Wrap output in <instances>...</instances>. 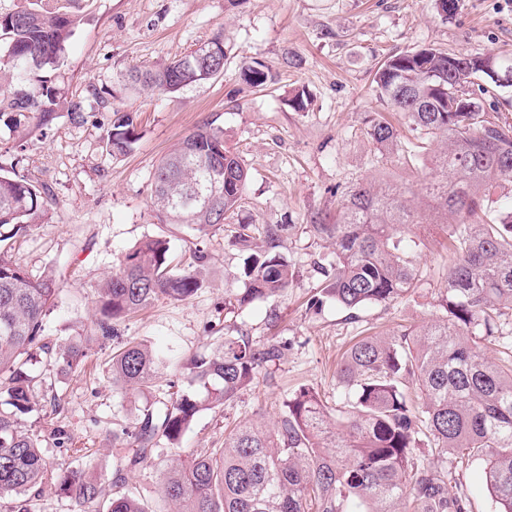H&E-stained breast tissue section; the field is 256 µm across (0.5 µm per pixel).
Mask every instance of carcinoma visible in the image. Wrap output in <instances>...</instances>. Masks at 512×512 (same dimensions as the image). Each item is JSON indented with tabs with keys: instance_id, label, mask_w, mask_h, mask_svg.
I'll list each match as a JSON object with an SVG mask.
<instances>
[{
	"instance_id": "cac0c4a2",
	"label": "carcinoma",
	"mask_w": 512,
	"mask_h": 512,
	"mask_svg": "<svg viewBox=\"0 0 512 512\" xmlns=\"http://www.w3.org/2000/svg\"><path fill=\"white\" fill-rule=\"evenodd\" d=\"M77 18L50 0H23L0 14V82L12 86L0 98V122L39 123L59 108L83 118L82 102L59 83L60 68L75 36ZM470 55L421 48L388 57L376 70L378 96L401 114L422 141L440 142L432 172L422 187L394 191L371 182L348 188L336 217L317 214L310 231L332 248L323 282L311 305L333 302L346 310L389 303L416 287L419 268L399 252L401 233L423 223L416 196L444 216L455 256L440 289L442 316L420 330L364 337L342 358L338 375L346 394L341 429L318 393L301 387L285 403L280 425L240 420L224 427V444L188 456L180 443L196 415L234 401L262 370L284 358L287 344L260 341L224 325V338L187 363L193 390L145 404L131 429L112 431L107 452L120 471L132 473L165 442L170 463L161 489L169 512H469L448 496L447 476L421 466L412 449L420 436L439 457L460 450L485 463L483 479L497 512H512V358H485L478 342L498 344L506 335L501 317L512 311V208L494 216L488 197L512 179V125L488 117L471 91L477 70ZM224 68V54L201 63L187 53L157 70L137 71L132 85L165 93L207 81ZM243 77L262 87L273 80L262 66L247 65ZM105 136L113 157L136 143L133 118L114 111ZM376 151H397V130L381 115L366 121ZM224 148L221 168L213 164ZM249 171L224 144V129L210 125L189 135L154 173V203L167 217L204 233L219 216L180 204L198 188L221 189L218 206L236 208ZM51 216L46 192L0 173V499L10 512H31L42 486L53 483L74 512H152L139 497L121 490L101 500L97 478L85 470L52 469L38 435L23 428L39 411L33 370L42 361L76 370L94 337L113 335L115 325L160 298L186 300L202 287L190 271L167 260L168 242L146 238L126 252L94 288L93 332L51 344L43 321L60 286L50 274L34 278L8 257L1 243L26 234ZM284 224L244 225L238 243L251 251L242 277L245 288L224 302L230 310L256 299L276 298L293 283L287 258L277 252ZM165 360L146 344L129 339L112 353V384L131 394L155 387Z\"/></svg>"
}]
</instances>
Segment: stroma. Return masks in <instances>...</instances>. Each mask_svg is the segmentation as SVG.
<instances>
[{
  "label": "stroma",
  "mask_w": 512,
  "mask_h": 512,
  "mask_svg": "<svg viewBox=\"0 0 512 512\" xmlns=\"http://www.w3.org/2000/svg\"><path fill=\"white\" fill-rule=\"evenodd\" d=\"M82 22L61 69L70 97L86 112L77 122L55 112L44 123L17 131L0 124V171L45 188L51 219L13 239V260L31 275L55 272L60 293L45 319L54 341L90 326L94 287L110 274L137 241L169 242L174 270L200 271L204 286L185 301L161 299L98 339L82 367L60 373L56 365L35 367L37 391L58 397L59 413L43 409L27 418L41 451L53 467L85 468L95 462L103 496L116 484L167 512L160 473L168 451L154 453L143 467L118 474L104 446L107 429L132 426L141 399L112 388V352L133 337L163 352L168 368L154 396L187 388L185 365L209 352L232 319L257 340L286 338L279 365L261 374L233 402L198 413L183 440V455L224 442L226 423L264 417L277 425L284 401L301 386L313 387L329 409H343L345 394L337 368L343 353L365 336L418 328L441 314L439 291L452 257L446 227L413 224L402 249L421 271L416 288L390 304L347 311L333 304L309 308L321 283L320 268L331 256L309 230L314 214L335 211L346 189L360 181L417 185L431 171L434 145L419 146L397 122L398 149L378 157L364 127L387 106L375 92L374 73L389 56L430 46L450 53L488 54L512 61V0H457L443 15L439 0H63ZM224 33V72L207 82L165 95L132 89L125 76L156 69ZM296 55L299 67L283 63ZM258 61L274 74L255 88L241 77L244 62ZM312 100L306 110L292 102L295 90ZM132 113L133 151L113 158L105 135L114 111ZM222 127L224 140L245 161L250 179L239 208L219 229L200 235L192 225L166 221L153 203V174L160 158L204 125ZM241 224H285L281 253L294 281L277 299L256 300L229 314L225 300L243 286L245 251L233 242ZM205 264H198V255ZM62 424L72 447H56L53 428ZM448 491L466 499L469 512H496L483 486L482 460L449 456Z\"/></svg>",
  "instance_id": "stroma-1"
}]
</instances>
